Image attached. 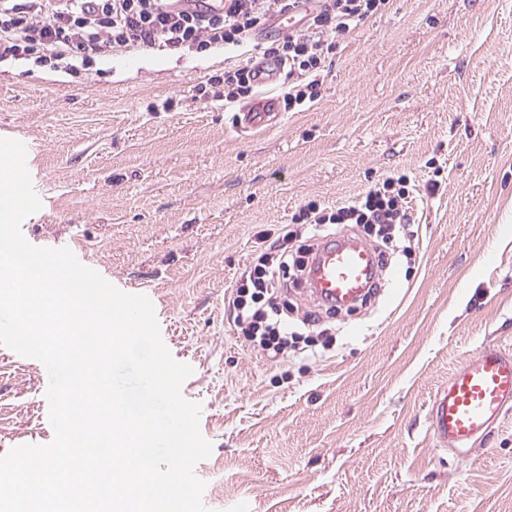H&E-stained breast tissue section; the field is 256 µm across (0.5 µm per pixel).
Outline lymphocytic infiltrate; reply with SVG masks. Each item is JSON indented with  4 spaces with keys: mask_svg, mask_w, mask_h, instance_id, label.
Instances as JSON below:
<instances>
[{
    "mask_svg": "<svg viewBox=\"0 0 512 512\" xmlns=\"http://www.w3.org/2000/svg\"><path fill=\"white\" fill-rule=\"evenodd\" d=\"M303 0H222L221 10L204 12L181 7L180 0H0V60L37 56L41 62L65 65L143 50L160 44L171 49L203 53L257 44L263 60L287 69L286 109L293 110L318 97L319 73L347 34L386 9L390 0H317L308 13ZM301 16L303 28L259 42L274 15ZM257 65L225 68L208 78L214 100L234 103L249 97L258 84ZM405 176L391 177L382 186L342 203L327 213L319 204L304 206L301 216L315 232L331 224H359L384 241L405 226L403 203L408 197ZM282 225L279 236L261 253L235 284V321L244 336L278 361L299 337L279 300L293 277L303 274L309 245Z\"/></svg>",
    "mask_w": 512,
    "mask_h": 512,
    "instance_id": "1",
    "label": "lymphocytic infiltrate"
}]
</instances>
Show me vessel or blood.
Returning <instances> with one entry per match:
<instances>
[{
	"label": "vessel or blood",
	"instance_id": "b4317fda",
	"mask_svg": "<svg viewBox=\"0 0 512 512\" xmlns=\"http://www.w3.org/2000/svg\"><path fill=\"white\" fill-rule=\"evenodd\" d=\"M280 119L275 105L260 100L236 116V128L246 132ZM379 271L376 253L348 235L322 240L307 262L305 290L314 303L347 307L367 294ZM512 406V353L493 342L462 357L435 396L428 414L429 428L440 446L469 458L473 441L487 433Z\"/></svg>",
	"mask_w": 512,
	"mask_h": 512
}]
</instances>
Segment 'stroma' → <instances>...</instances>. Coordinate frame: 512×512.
Wrapping results in <instances>:
<instances>
[{"instance_id":"obj_1","label":"stroma","mask_w":512,"mask_h":512,"mask_svg":"<svg viewBox=\"0 0 512 512\" xmlns=\"http://www.w3.org/2000/svg\"><path fill=\"white\" fill-rule=\"evenodd\" d=\"M224 51L154 46L71 73L0 62V136L34 140L32 242L75 238L148 295L193 373L208 512H512V409L468 459L427 426L434 394L486 341L512 352V0H391L336 39L320 95L270 130L199 96ZM407 174V254L375 299L320 313L270 361L232 290L310 201ZM43 371L0 351V456L53 431Z\"/></svg>"}]
</instances>
